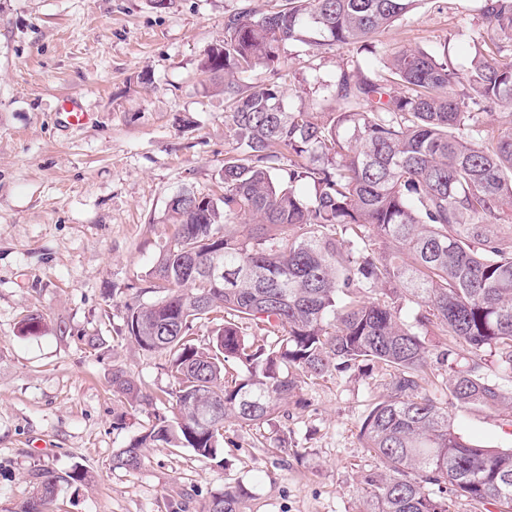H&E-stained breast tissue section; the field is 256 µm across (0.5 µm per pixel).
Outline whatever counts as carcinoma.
<instances>
[{"label": "carcinoma", "mask_w": 512, "mask_h": 512, "mask_svg": "<svg viewBox=\"0 0 512 512\" xmlns=\"http://www.w3.org/2000/svg\"><path fill=\"white\" fill-rule=\"evenodd\" d=\"M415 2L283 0L224 16L200 63L230 126L223 195L183 189L166 205L172 235L145 279L156 298L127 305L125 332L171 356L174 388L145 394L112 369L115 397L154 407L113 467L136 470L160 444L214 460L227 421L269 425L301 382L375 362L390 373L360 426L383 465L363 479L368 512H448L450 494L512 512V448L465 439L448 411L512 407V225L500 223L512 212V112L497 133L479 119L512 105V0H484L493 37L464 75L403 48L377 80L357 63L342 71L336 112L290 111L279 83L244 81L276 68L290 43L366 49ZM214 261L236 279L209 286ZM401 302L419 307L416 325L400 320ZM202 320L215 323L204 348ZM430 326L462 345L437 355L448 362L439 385L427 374ZM63 480L35 473L21 512H47ZM246 495L227 485L203 512H237Z\"/></svg>", "instance_id": "obj_1"}]
</instances>
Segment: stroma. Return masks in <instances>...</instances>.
<instances>
[{"label": "stroma", "mask_w": 512, "mask_h": 512, "mask_svg": "<svg viewBox=\"0 0 512 512\" xmlns=\"http://www.w3.org/2000/svg\"><path fill=\"white\" fill-rule=\"evenodd\" d=\"M279 3L0 0V512H19L41 469L83 475L58 485L48 512H202L236 483L248 490L241 512H363L362 477L380 462L359 429L389 377L380 363L301 384L277 426L227 422L222 459L158 446L137 470L112 465L153 419L152 407L113 398V368L147 394L173 386L167 356L127 338L125 306L147 299L143 277L172 232L169 197L217 193L232 148L224 97L200 59L225 14ZM482 4L420 0L374 52L295 42L278 74L258 77L284 86L287 108L331 112L322 84L356 63L372 76L404 47L447 52L464 74ZM72 94L91 119L66 130L59 108ZM32 312L44 325L26 335ZM452 415L465 438L512 448V408Z\"/></svg>", "instance_id": "obj_1"}]
</instances>
